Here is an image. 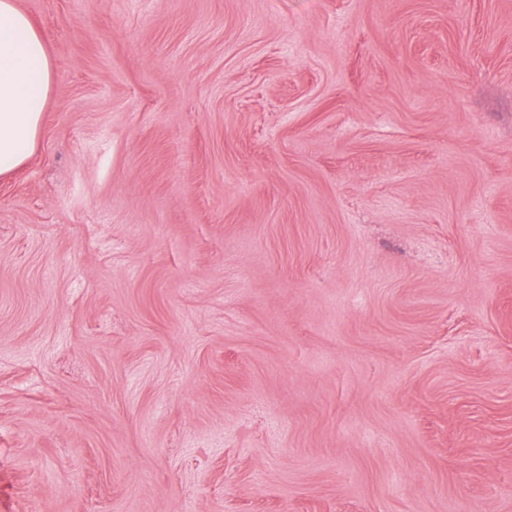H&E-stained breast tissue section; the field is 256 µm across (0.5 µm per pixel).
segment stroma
I'll use <instances>...</instances> for the list:
<instances>
[{"label":"stroma","instance_id":"obj_1","mask_svg":"<svg viewBox=\"0 0 512 512\" xmlns=\"http://www.w3.org/2000/svg\"><path fill=\"white\" fill-rule=\"evenodd\" d=\"M0 512H512V0H17ZM53 65L16 0H0V175L19 168L38 139Z\"/></svg>","mask_w":512,"mask_h":512}]
</instances>
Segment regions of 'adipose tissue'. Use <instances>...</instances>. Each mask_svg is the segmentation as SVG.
I'll return each mask as SVG.
<instances>
[{"label":"adipose tissue","mask_w":512,"mask_h":512,"mask_svg":"<svg viewBox=\"0 0 512 512\" xmlns=\"http://www.w3.org/2000/svg\"><path fill=\"white\" fill-rule=\"evenodd\" d=\"M52 81L40 34L16 0H0V175L29 158Z\"/></svg>","instance_id":"obj_1"}]
</instances>
